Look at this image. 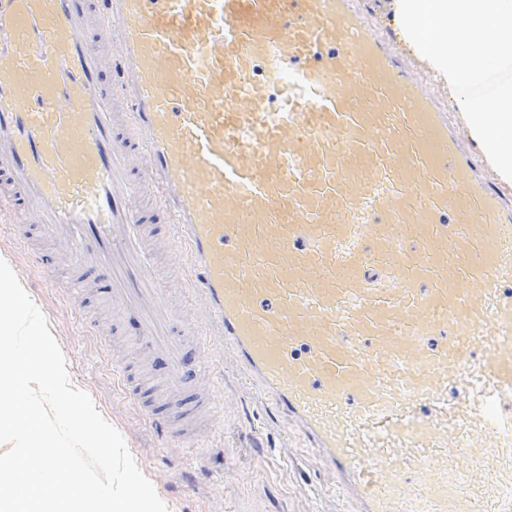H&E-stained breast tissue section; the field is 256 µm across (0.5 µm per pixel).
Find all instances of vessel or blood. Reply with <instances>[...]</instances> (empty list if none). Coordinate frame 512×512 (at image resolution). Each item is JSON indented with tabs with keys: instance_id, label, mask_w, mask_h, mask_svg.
<instances>
[{
	"instance_id": "obj_1",
	"label": "vessel or blood",
	"mask_w": 512,
	"mask_h": 512,
	"mask_svg": "<svg viewBox=\"0 0 512 512\" xmlns=\"http://www.w3.org/2000/svg\"><path fill=\"white\" fill-rule=\"evenodd\" d=\"M0 210L107 278L164 435L216 338L357 512L512 485V207L354 0H0ZM179 253L174 252L169 258H162L155 267V276L166 285V288H172L174 293L173 304L176 309L182 308L183 291L182 284L174 280L172 264L179 261Z\"/></svg>"
}]
</instances>
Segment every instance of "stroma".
Returning <instances> with one entry per match:
<instances>
[{"mask_svg": "<svg viewBox=\"0 0 512 512\" xmlns=\"http://www.w3.org/2000/svg\"><path fill=\"white\" fill-rule=\"evenodd\" d=\"M48 245L21 240L0 214V254L48 320L75 385L91 396L116 428L140 471L165 498L171 512H352L315 449L306 447L295 424L250 386L230 356L216 361L219 403L213 427L189 447L162 439L134 406L119 371L122 362L152 369L128 338L116 331L110 306L95 276L87 288L62 295L43 262Z\"/></svg>", "mask_w": 512, "mask_h": 512, "instance_id": "1", "label": "stroma"}]
</instances>
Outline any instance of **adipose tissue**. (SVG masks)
I'll use <instances>...</instances> for the list:
<instances>
[{
	"mask_svg": "<svg viewBox=\"0 0 512 512\" xmlns=\"http://www.w3.org/2000/svg\"><path fill=\"white\" fill-rule=\"evenodd\" d=\"M393 32L448 94L476 159L512 195V0H382Z\"/></svg>",
	"mask_w": 512,
	"mask_h": 512,
	"instance_id": "1",
	"label": "adipose tissue"
}]
</instances>
